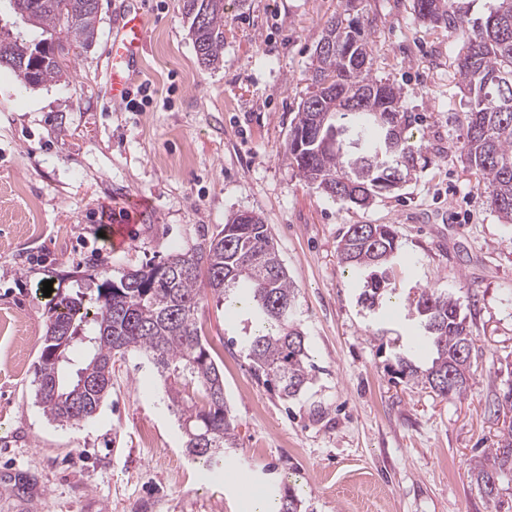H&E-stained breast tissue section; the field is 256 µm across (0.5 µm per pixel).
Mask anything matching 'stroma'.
Instances as JSON below:
<instances>
[{
    "instance_id": "obj_1",
    "label": "stroma",
    "mask_w": 512,
    "mask_h": 512,
    "mask_svg": "<svg viewBox=\"0 0 512 512\" xmlns=\"http://www.w3.org/2000/svg\"><path fill=\"white\" fill-rule=\"evenodd\" d=\"M126 2L99 0L96 42L73 44L66 80L32 88L0 68V512H42L47 501L52 512H246L236 484L188 456L145 357L114 363L112 393L88 422L50 421L35 398L44 281L68 295L79 276L119 279L240 211L272 227L316 372L298 398L282 399L251 370L245 316L212 299L199 307L237 421L226 451L237 469L275 492L293 485L302 512H512V473L492 506L470 472L496 445L503 425L490 405L512 385V224L461 159L456 33L417 19L414 0H357L372 74L401 90L423 149L412 180L360 208L328 198L286 157L316 45L345 0H224V62L208 69L183 0H145L139 77L154 95L139 112L108 98L105 51ZM137 200L146 207L136 232L115 246L114 221ZM352 224L398 233L388 313L362 307L361 277L338 261ZM425 287L453 293L473 330L460 398L388 369L415 332L408 298Z\"/></svg>"
}]
</instances>
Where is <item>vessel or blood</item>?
Listing matches in <instances>:
<instances>
[{"label":"vessel or blood","instance_id":"b4317fda","mask_svg":"<svg viewBox=\"0 0 512 512\" xmlns=\"http://www.w3.org/2000/svg\"><path fill=\"white\" fill-rule=\"evenodd\" d=\"M146 41V20L141 0H130L112 31L108 46L110 94L113 102L124 101L131 77L138 71Z\"/></svg>","mask_w":512,"mask_h":512}]
</instances>
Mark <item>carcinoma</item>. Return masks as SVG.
<instances>
[{
    "label": "carcinoma",
    "mask_w": 512,
    "mask_h": 512,
    "mask_svg": "<svg viewBox=\"0 0 512 512\" xmlns=\"http://www.w3.org/2000/svg\"><path fill=\"white\" fill-rule=\"evenodd\" d=\"M15 14L43 38L14 37L0 48V65L37 87L66 77L61 58L67 46L92 45L99 0H10ZM419 19L444 23L462 43L457 58L459 90L470 99L464 113L463 159L479 175L490 208L512 223V0L481 20L468 18L462 0H414ZM188 34L199 63L224 61V0H183ZM373 49L356 18L328 21L315 49L310 93L299 106L286 155L289 164L329 198L367 207L406 182L417 158L407 131L411 116L400 90L371 75ZM201 241L147 263L120 280H83L75 295L50 308L37 371L36 400L55 422L93 418L112 391L116 357H146L169 382L186 451L208 465L235 439V416L224 396L223 377L196 313L207 294L251 315L254 329L244 348L257 379L286 399L312 383L306 339L295 320L296 288L280 258L270 225L231 217L223 226L202 227ZM399 240L390 224H352L338 245L340 263L365 274L360 303L376 312L392 303L391 263ZM417 335L435 357L421 369L404 353L391 365L398 378L422 383L442 397H461L469 388L474 336L458 299L440 288H424L415 302ZM490 462H477L472 476L487 501H498L491 477L512 471V421L497 441ZM301 501L288 486L275 500L276 512H299Z\"/></svg>",
    "instance_id": "carcinoma-1"
}]
</instances>
